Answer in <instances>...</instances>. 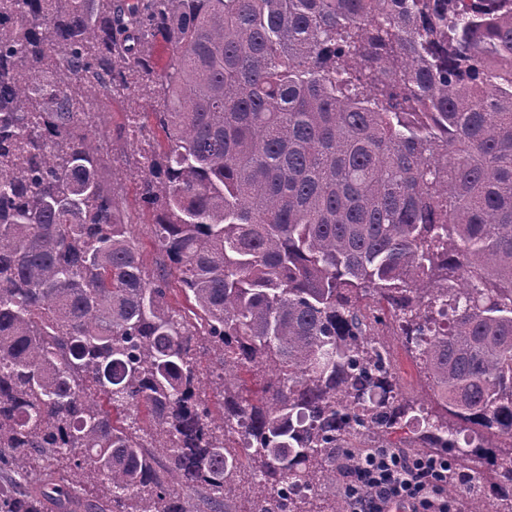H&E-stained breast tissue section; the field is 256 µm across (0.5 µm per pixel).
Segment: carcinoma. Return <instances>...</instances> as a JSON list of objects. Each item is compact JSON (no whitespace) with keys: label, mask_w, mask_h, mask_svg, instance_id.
Here are the masks:
<instances>
[{"label":"carcinoma","mask_w":512,"mask_h":512,"mask_svg":"<svg viewBox=\"0 0 512 512\" xmlns=\"http://www.w3.org/2000/svg\"><path fill=\"white\" fill-rule=\"evenodd\" d=\"M452 4L0 0V512H344L460 432L512 512V0ZM118 86L163 150L113 154ZM114 182L120 190L122 204L131 223L129 229L139 245L144 264L150 269L154 268L160 262L161 254L149 230L151 217L140 200L137 179L121 168L115 172ZM393 346L394 356L399 367V375L404 384V393L406 397L413 399H430V392L424 388V382L419 374L415 362L408 356L396 337H389Z\"/></svg>","instance_id":"obj_1"}]
</instances>
